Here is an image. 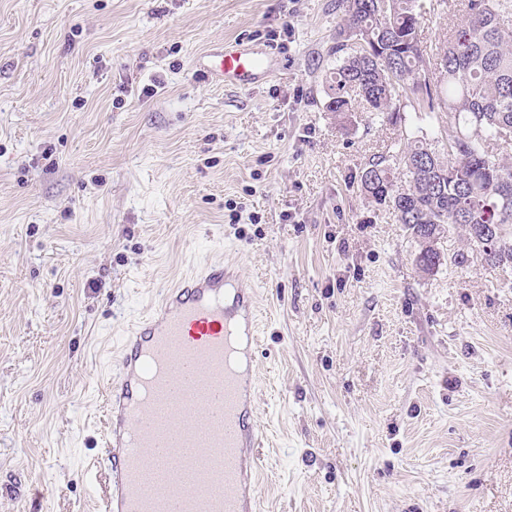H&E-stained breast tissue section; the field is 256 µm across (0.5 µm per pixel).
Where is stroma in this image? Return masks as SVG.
Segmentation results:
<instances>
[{"label": "stroma", "instance_id": "1", "mask_svg": "<svg viewBox=\"0 0 512 512\" xmlns=\"http://www.w3.org/2000/svg\"><path fill=\"white\" fill-rule=\"evenodd\" d=\"M437 52L461 0H423ZM337 0H0V512H100L128 324L196 261L257 289V512H512V275L420 272L360 176L447 114L336 128ZM243 38L249 89L193 69ZM160 85L151 96L141 89Z\"/></svg>", "mask_w": 512, "mask_h": 512}]
</instances>
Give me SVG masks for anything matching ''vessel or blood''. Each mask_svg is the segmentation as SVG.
Masks as SVG:
<instances>
[{
  "mask_svg": "<svg viewBox=\"0 0 512 512\" xmlns=\"http://www.w3.org/2000/svg\"><path fill=\"white\" fill-rule=\"evenodd\" d=\"M278 65L244 40L194 60L208 80L238 88ZM257 326L254 288L221 261L162 289L130 325L105 402L104 512H255Z\"/></svg>",
  "mask_w": 512,
  "mask_h": 512,
  "instance_id": "b4317fda",
  "label": "vessel or blood"
}]
</instances>
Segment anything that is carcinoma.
<instances>
[{
    "instance_id": "obj_1",
    "label": "carcinoma",
    "mask_w": 512,
    "mask_h": 512,
    "mask_svg": "<svg viewBox=\"0 0 512 512\" xmlns=\"http://www.w3.org/2000/svg\"><path fill=\"white\" fill-rule=\"evenodd\" d=\"M336 68L327 111L341 129L354 124L357 105L385 124L402 122L400 103L416 112L448 113L445 141L405 137L391 153L368 163L360 191L393 210L418 242L416 264L425 274L460 267L434 241L451 229L496 225L479 250L495 268L512 271V0H465L466 15L436 53L430 78L418 38L419 0H338Z\"/></svg>"
}]
</instances>
